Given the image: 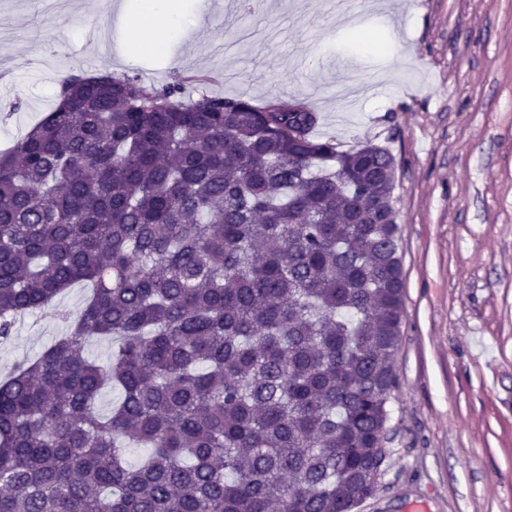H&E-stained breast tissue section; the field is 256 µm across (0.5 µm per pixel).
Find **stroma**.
Wrapping results in <instances>:
<instances>
[{
    "mask_svg": "<svg viewBox=\"0 0 512 512\" xmlns=\"http://www.w3.org/2000/svg\"><path fill=\"white\" fill-rule=\"evenodd\" d=\"M196 26L130 49L137 0H0V146L61 77L112 74L255 103L308 100L314 138L396 160L397 384L377 493L355 512H512V0H186ZM87 286L18 318L0 377L67 331Z\"/></svg>",
    "mask_w": 512,
    "mask_h": 512,
    "instance_id": "35a3bbf8",
    "label": "stroma"
}]
</instances>
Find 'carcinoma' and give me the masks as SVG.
Listing matches in <instances>:
<instances>
[{
    "label": "carcinoma",
    "mask_w": 512,
    "mask_h": 512,
    "mask_svg": "<svg viewBox=\"0 0 512 512\" xmlns=\"http://www.w3.org/2000/svg\"><path fill=\"white\" fill-rule=\"evenodd\" d=\"M318 120L68 75L0 151V339L91 287L0 381V512H354L376 494L403 317L395 161L338 152Z\"/></svg>",
    "instance_id": "carcinoma-1"
}]
</instances>
